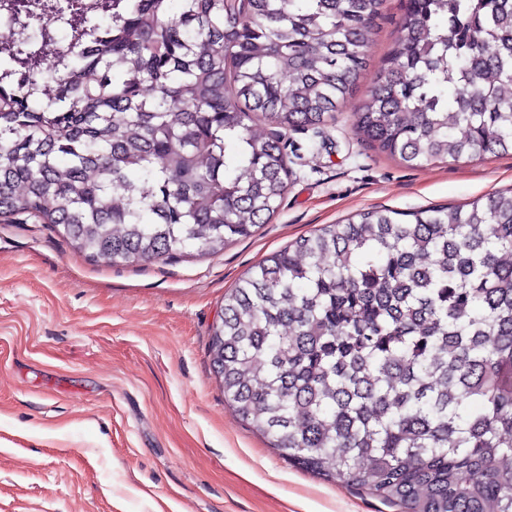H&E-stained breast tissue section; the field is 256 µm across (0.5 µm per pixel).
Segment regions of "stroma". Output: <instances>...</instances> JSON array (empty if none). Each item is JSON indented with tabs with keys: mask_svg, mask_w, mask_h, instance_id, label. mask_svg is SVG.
<instances>
[{
	"mask_svg": "<svg viewBox=\"0 0 512 512\" xmlns=\"http://www.w3.org/2000/svg\"><path fill=\"white\" fill-rule=\"evenodd\" d=\"M403 8L385 0L371 66ZM366 90L290 133L277 213L218 253L115 265L53 225L0 224V512H406L288 463L225 402L209 356L225 293L296 238L512 190V154L409 168L365 142Z\"/></svg>",
	"mask_w": 512,
	"mask_h": 512,
	"instance_id": "stroma-1",
	"label": "stroma"
}]
</instances>
